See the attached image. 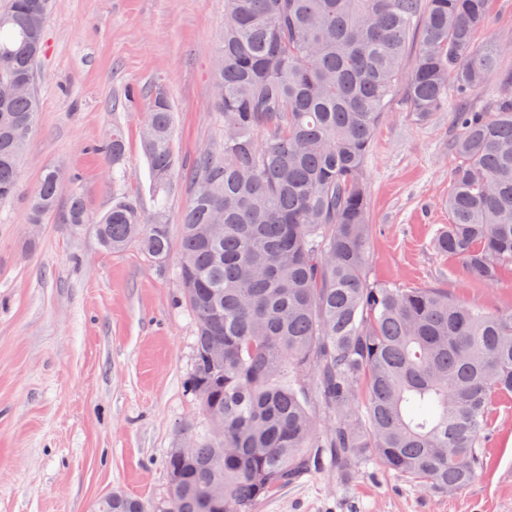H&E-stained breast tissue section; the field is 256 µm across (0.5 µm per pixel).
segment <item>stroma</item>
I'll return each mask as SVG.
<instances>
[{
  "instance_id": "1",
  "label": "stroma",
  "mask_w": 512,
  "mask_h": 512,
  "mask_svg": "<svg viewBox=\"0 0 512 512\" xmlns=\"http://www.w3.org/2000/svg\"><path fill=\"white\" fill-rule=\"evenodd\" d=\"M224 0H53L36 67L39 112L20 164V189L0 204V512H95L113 492L166 512V459L205 419L186 381L194 320L176 276L181 216L192 197L182 173L156 188L141 148L146 115L127 88L164 87L173 148L184 168L223 139L212 81ZM512 39V0H492L477 35L486 49ZM120 129L125 175L97 152ZM453 113L416 121L395 101L365 163L370 280L447 290L464 306L512 308V264L498 280H470L432 240L448 222ZM64 175L59 206L31 224L28 198L46 168ZM87 220H66L73 193ZM120 198L168 225L165 262L138 242L101 247L96 221ZM482 465L445 495L369 460L352 478L319 472L256 512H512V401L494 405Z\"/></svg>"
}]
</instances>
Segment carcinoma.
Listing matches in <instances>:
<instances>
[{"label": "carcinoma", "instance_id": "carcinoma-1", "mask_svg": "<svg viewBox=\"0 0 512 512\" xmlns=\"http://www.w3.org/2000/svg\"><path fill=\"white\" fill-rule=\"evenodd\" d=\"M489 0H224L213 82L224 138L190 171L178 279L195 323L189 390L211 424L192 453L171 450L167 512H255L325 467L351 475L370 453L439 493L475 478L494 400L512 395V309L463 307L440 288L369 280L364 163L402 96L419 121L448 90L484 103L454 113L450 221L434 248L494 283L512 263V71L477 46ZM52 0L0 5V83L35 81ZM36 90L0 102V203L18 190ZM142 149L153 182L178 171L166 89L148 97ZM99 150L121 166L119 129ZM48 168L29 202L40 224L59 201ZM74 193L68 221L85 223ZM108 250L132 240L158 261L168 227L119 199L98 221ZM224 357L215 356L216 349ZM329 425L318 427L316 411ZM116 494L97 512H146Z\"/></svg>", "mask_w": 512, "mask_h": 512}]
</instances>
